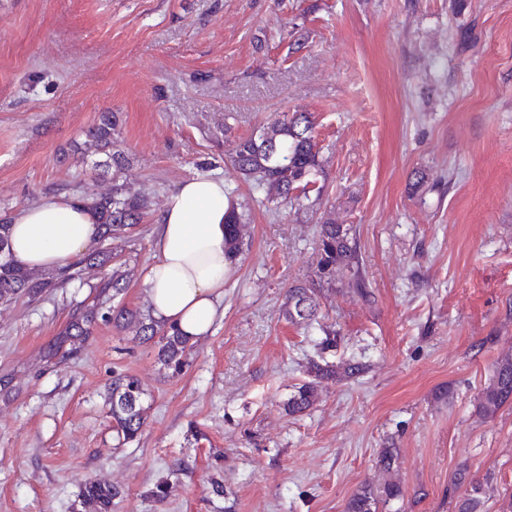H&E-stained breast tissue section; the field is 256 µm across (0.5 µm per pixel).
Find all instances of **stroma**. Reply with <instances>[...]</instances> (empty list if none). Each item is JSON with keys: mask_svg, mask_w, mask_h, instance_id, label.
I'll list each match as a JSON object with an SVG mask.
<instances>
[{"mask_svg": "<svg viewBox=\"0 0 512 512\" xmlns=\"http://www.w3.org/2000/svg\"><path fill=\"white\" fill-rule=\"evenodd\" d=\"M295 110L314 116L323 174L305 208L278 209L225 164L224 140ZM104 112L152 199L118 303L146 307L155 222L188 178H223L248 204L246 246L178 373L157 340L105 321L47 358L111 268L0 306V512H82L87 479L120 489L112 512H344L382 483L385 448L404 496L379 512H455L460 471L501 512L512 405L486 419L476 403L512 351V0H0V217L111 189L68 154ZM327 213L352 225L374 297L345 275L322 291L339 337L326 358L369 370L323 382L293 417L283 404L316 350L281 305L313 277ZM120 373L147 393L126 444ZM145 390L133 375L112 379V429L123 441L136 439L145 424L143 398Z\"/></svg>", "mask_w": 512, "mask_h": 512, "instance_id": "stroma-1", "label": "stroma"}]
</instances>
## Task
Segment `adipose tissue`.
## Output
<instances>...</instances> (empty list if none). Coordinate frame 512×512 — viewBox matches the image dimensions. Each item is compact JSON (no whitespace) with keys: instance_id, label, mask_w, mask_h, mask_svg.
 Listing matches in <instances>:
<instances>
[{"instance_id":"obj_1","label":"adipose tissue","mask_w":512,"mask_h":512,"mask_svg":"<svg viewBox=\"0 0 512 512\" xmlns=\"http://www.w3.org/2000/svg\"><path fill=\"white\" fill-rule=\"evenodd\" d=\"M230 205L224 181L196 177L179 185L158 219L155 260L144 275L150 311L176 325L190 341L211 334L223 316L225 213ZM14 257L31 270L58 269L81 257L101 235L93 211L78 199L54 197L10 217Z\"/></svg>"}]
</instances>
